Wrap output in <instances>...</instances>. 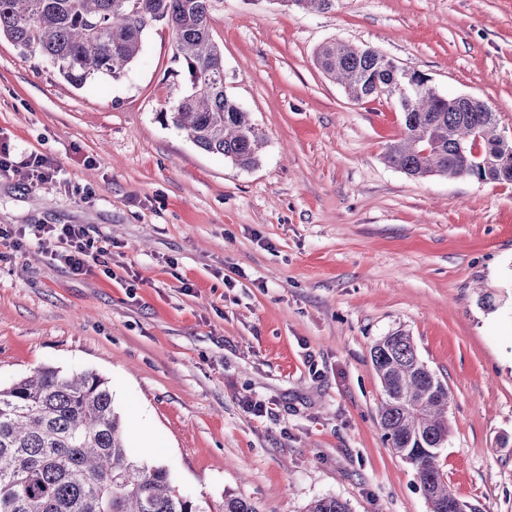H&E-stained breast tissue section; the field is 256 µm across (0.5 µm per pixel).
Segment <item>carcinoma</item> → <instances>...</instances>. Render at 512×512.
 I'll return each instance as SVG.
<instances>
[{
	"mask_svg": "<svg viewBox=\"0 0 512 512\" xmlns=\"http://www.w3.org/2000/svg\"><path fill=\"white\" fill-rule=\"evenodd\" d=\"M216 0H0V38L39 52L75 87L124 79L144 34L158 23L175 36L174 58L188 75L182 96L162 113L201 150L241 169L258 165L263 139L249 112L224 89V51L212 37ZM325 12L336 0H277ZM324 75L352 100L397 101L403 133L386 161L424 178L512 183V150L501 145L496 113L477 99L431 87L412 90L401 69L370 47L330 41L315 54ZM385 398L379 423L391 450L416 471L430 512L471 505L448 490L439 466L448 440L449 394L397 329L371 349ZM0 512H198L162 466L138 461L127 446L109 382L94 371L43 368L0 387ZM306 512H349L322 497Z\"/></svg>",
	"mask_w": 512,
	"mask_h": 512,
	"instance_id": "carcinoma-1",
	"label": "carcinoma"
}]
</instances>
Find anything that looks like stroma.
<instances>
[{"label":"stroma","instance_id":"1","mask_svg":"<svg viewBox=\"0 0 512 512\" xmlns=\"http://www.w3.org/2000/svg\"><path fill=\"white\" fill-rule=\"evenodd\" d=\"M212 17L226 92L264 138L247 170L161 120L188 83L168 27L124 80L79 89L0 40V145L59 168L0 174V386L47 366L108 378L129 448L199 512L228 495L429 512L379 425L370 352L401 328L448 387L450 491L512 512V184L389 165L397 106L351 100L315 61L332 40L374 48L485 101L508 136L512 0H220ZM32 224L111 241V274L55 262Z\"/></svg>","mask_w":512,"mask_h":512}]
</instances>
